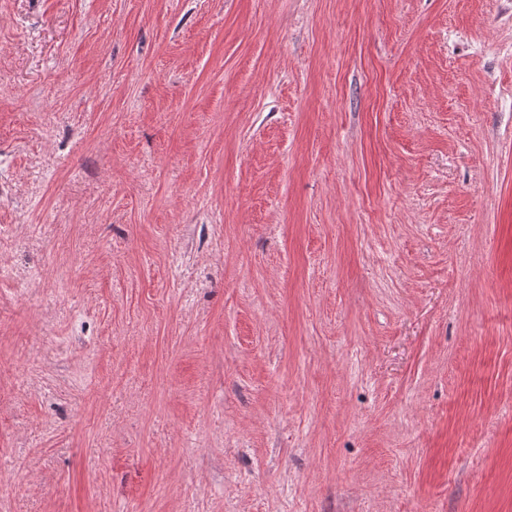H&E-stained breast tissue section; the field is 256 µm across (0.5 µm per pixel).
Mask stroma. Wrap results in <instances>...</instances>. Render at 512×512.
<instances>
[{
    "label": "stroma",
    "instance_id": "35a3bbf8",
    "mask_svg": "<svg viewBox=\"0 0 512 512\" xmlns=\"http://www.w3.org/2000/svg\"><path fill=\"white\" fill-rule=\"evenodd\" d=\"M0 512H512V0H0Z\"/></svg>",
    "mask_w": 512,
    "mask_h": 512
}]
</instances>
